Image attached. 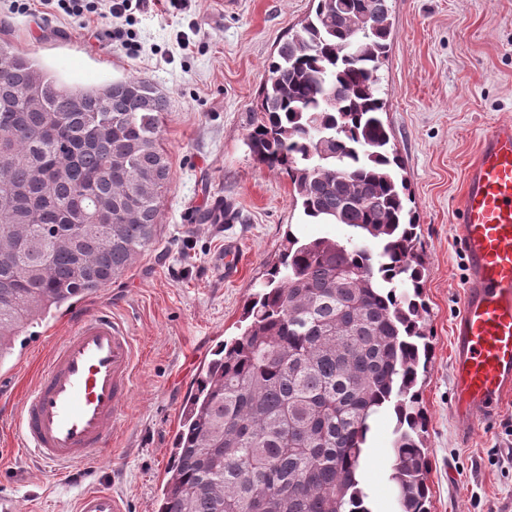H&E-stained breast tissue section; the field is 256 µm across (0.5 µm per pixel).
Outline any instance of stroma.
<instances>
[{"label": "stroma", "instance_id": "1", "mask_svg": "<svg viewBox=\"0 0 512 512\" xmlns=\"http://www.w3.org/2000/svg\"><path fill=\"white\" fill-rule=\"evenodd\" d=\"M392 48L382 65V114L402 156L426 267L424 326L431 346L422 386L429 418L431 512H512V397L474 422L454 410L453 323L464 300L456 246L468 167L496 125L512 124V0H391ZM315 8L313 0H153L136 14L129 54L110 23L0 0V37L33 54L70 86L149 80L169 100L163 125L172 179L159 236L119 279L51 312L20 336L0 367V498L19 512H76L81 493L108 488L127 512H157L187 399L219 345L241 333L244 305L276 261L287 229L340 239L338 224H305L287 176L269 171L245 140L267 64ZM186 33L181 48L177 33ZM232 203L241 224H202L200 211ZM111 305L141 357L127 419L111 449L70 467L44 468L17 441L15 420L53 342L75 315ZM393 420L376 416L361 481L373 512H397L389 479Z\"/></svg>", "mask_w": 512, "mask_h": 512}]
</instances>
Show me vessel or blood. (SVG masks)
<instances>
[{
	"label": "vessel or blood",
	"mask_w": 512,
	"mask_h": 512,
	"mask_svg": "<svg viewBox=\"0 0 512 512\" xmlns=\"http://www.w3.org/2000/svg\"><path fill=\"white\" fill-rule=\"evenodd\" d=\"M467 261L464 304L453 331L456 406L487 419L512 394V126L482 142L467 175L460 213ZM139 359L138 345L111 308L80 315L54 341L25 398L18 439L46 468L60 471L112 444L124 417ZM77 512H123L105 489L84 494Z\"/></svg>",
	"instance_id": "1"
}]
</instances>
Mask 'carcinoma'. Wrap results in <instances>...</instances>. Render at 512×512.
Here are the masks:
<instances>
[{"label": "carcinoma", "mask_w": 512, "mask_h": 512, "mask_svg": "<svg viewBox=\"0 0 512 512\" xmlns=\"http://www.w3.org/2000/svg\"><path fill=\"white\" fill-rule=\"evenodd\" d=\"M316 2L268 64L246 144L287 175L306 223L348 234L287 230L243 332L190 396L158 512H372L359 473L384 408L399 512H430L419 224L378 96L390 0ZM168 109L147 80L67 86L0 39V188L13 191L0 204V366L21 333L156 241ZM201 220L244 217L224 202Z\"/></svg>", "instance_id": "cac0c4a2"}]
</instances>
